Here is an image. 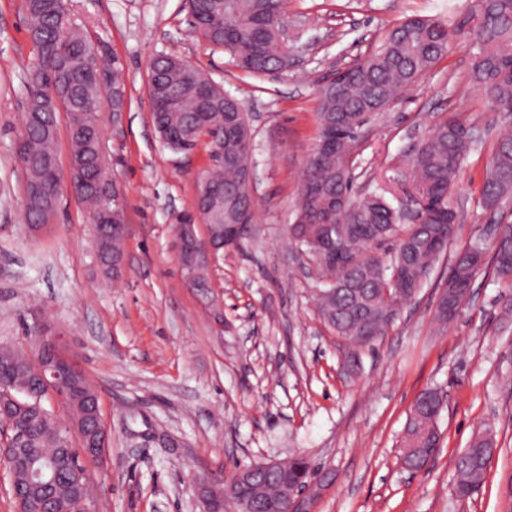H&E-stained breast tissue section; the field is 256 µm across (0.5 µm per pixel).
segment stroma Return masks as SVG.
Returning <instances> with one entry per match:
<instances>
[{"label": "stroma", "instance_id": "obj_1", "mask_svg": "<svg viewBox=\"0 0 512 512\" xmlns=\"http://www.w3.org/2000/svg\"><path fill=\"white\" fill-rule=\"evenodd\" d=\"M83 31L125 73V112L99 114L110 187L125 201V259L106 277L92 245L89 211L63 194L54 224L23 220L25 174L16 145L27 75L37 57L23 0H0V345L25 341L34 319L62 331L67 354L99 391L110 446L87 462L92 512H202L200 485L252 464L306 457L332 484L311 512H512V324L492 267L446 328L433 311L457 252L492 249L512 223V198L487 208L482 187L500 112L473 84L479 46L471 0H287L300 29L299 61L274 77L241 70L189 24L186 0H71ZM426 17L451 36L447 54L360 129L350 168L353 194L390 190L408 176L414 143L440 113L473 127L450 203L461 220L448 249L388 333L360 349L346 375L347 345L318 316L312 259L288 240L301 174L318 139L320 91L334 74L380 46L406 19ZM179 56L238 99L254 133L255 221L238 247L219 253L209 289L188 286L177 226L196 216L206 144L190 154L155 134L147 66ZM440 387L441 445L426 469L400 465L399 446L419 393ZM497 438L472 501L451 489L470 439Z\"/></svg>", "mask_w": 512, "mask_h": 512}]
</instances>
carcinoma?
<instances>
[{
	"label": "carcinoma",
	"mask_w": 512,
	"mask_h": 512,
	"mask_svg": "<svg viewBox=\"0 0 512 512\" xmlns=\"http://www.w3.org/2000/svg\"><path fill=\"white\" fill-rule=\"evenodd\" d=\"M286 0H188L189 12L198 21L197 34L209 45L228 50L233 57L246 49L254 61L238 65L256 75L282 70L281 61L290 46L278 40L277 31L286 17ZM28 34L38 65L28 77L24 117L25 146L29 159L26 171L28 195L24 222L48 224L54 218L55 165L59 113L68 115L71 157L83 169L106 171L102 134L88 115L95 101L112 88V112L125 110L127 89L122 68L112 61L104 84L85 81L87 62L96 56L94 45L75 27L68 8H57L49 0H24ZM479 50L471 70L473 83L503 114L504 126L487 170L483 199L488 207H498L512 196V0H479L473 15ZM448 30L429 18H415L392 29L373 53L362 59L347 84L326 85L321 92L317 114L320 133L334 129L341 150L334 155H311L302 173L296 219L288 237L316 262L325 287L318 289L316 308L324 323L351 349L350 367L358 368L357 350L372 345L387 334L400 309L412 299L427 278L433 264L445 252L457 224V213L448 203V191L456 181L461 162L473 142L470 128L455 116L437 121L415 147L409 160L410 179L429 205L418 224L401 223L400 211L382 195H371L354 202L349 156L369 108L380 100L396 98L427 73L448 51ZM200 71L174 56L158 55L148 66L147 92L159 102L151 110L155 127L186 131L189 141H164L173 151L187 153L197 148L201 138H209V150L224 143V166L211 170L208 185L222 199L218 208L207 206L203 185L197 186L195 201L204 224H234L239 211L254 221V203L248 186L250 156L242 147L252 139L247 113L241 103L226 94L215 103L203 105L199 91L206 82ZM97 256L105 274H110L112 254L122 251V242L112 236V227L96 230ZM396 242L385 259L375 249L389 240ZM493 265L498 280L505 283V312L512 313V278L503 267L512 258V224L500 226L493 246ZM485 253L480 242H473L456 254L452 276L435 307V321L446 326L455 319L443 303L460 305L465 291L473 286L482 265L477 258ZM59 380L71 401V413L92 427L101 416L96 389L75 365L59 360ZM33 373V365L20 347L0 348V407L11 406L10 397H20V388ZM48 394L21 397L27 408L16 421L28 441L25 448L57 447L66 427L47 408ZM442 394L436 388L420 393L407 417L401 455L405 463L420 471L430 454L440 448L442 434L438 421ZM498 448L486 432L471 440L456 462L452 495L467 501L481 488L488 467ZM37 457H16L6 461L13 467L15 480L23 483L26 469L40 467ZM306 469L305 460L293 458L281 463L279 476L260 484L255 507L276 499L289 478Z\"/></svg>",
	"instance_id": "obj_1"
}]
</instances>
